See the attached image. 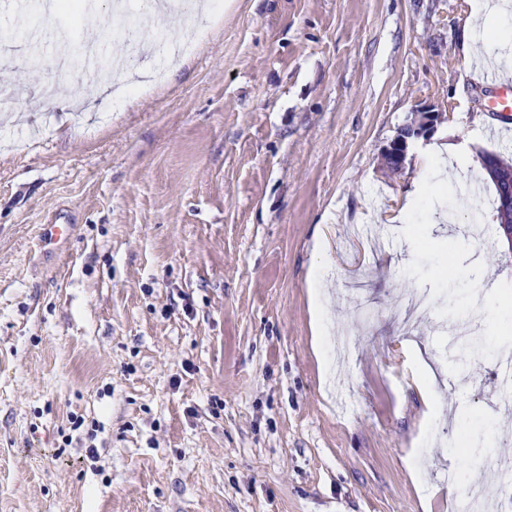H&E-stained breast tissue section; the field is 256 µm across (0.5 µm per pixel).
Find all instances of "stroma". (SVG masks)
Instances as JSON below:
<instances>
[{"label":"stroma","instance_id":"obj_1","mask_svg":"<svg viewBox=\"0 0 512 512\" xmlns=\"http://www.w3.org/2000/svg\"><path fill=\"white\" fill-rule=\"evenodd\" d=\"M80 2L0 0V28L143 57L142 0L133 41ZM468 2L216 0L194 53L120 99L28 48L0 67V512H458L474 485L512 512L503 338L470 288L492 271L512 295L493 189L461 164L408 201L425 145L512 157L477 123L512 25L463 48ZM424 100L450 120L383 174ZM318 271L341 332L321 356ZM400 292L430 316L405 326Z\"/></svg>","mask_w":512,"mask_h":512}]
</instances>
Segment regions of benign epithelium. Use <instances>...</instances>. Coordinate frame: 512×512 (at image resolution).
<instances>
[{
    "label": "benign epithelium",
    "instance_id": "benign-epithelium-1",
    "mask_svg": "<svg viewBox=\"0 0 512 512\" xmlns=\"http://www.w3.org/2000/svg\"><path fill=\"white\" fill-rule=\"evenodd\" d=\"M447 120V112L441 107L426 102L417 105L403 129L381 151L379 170L388 175L402 172L410 145L418 139L430 137L438 125Z\"/></svg>",
    "mask_w": 512,
    "mask_h": 512
}]
</instances>
